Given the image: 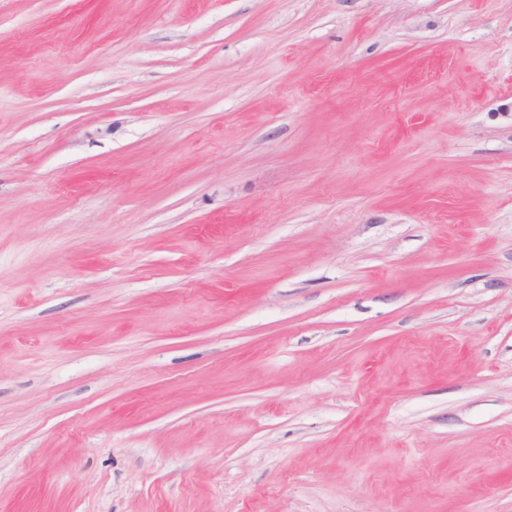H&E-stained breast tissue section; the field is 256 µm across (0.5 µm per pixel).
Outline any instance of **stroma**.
<instances>
[{
    "label": "stroma",
    "mask_w": 512,
    "mask_h": 512,
    "mask_svg": "<svg viewBox=\"0 0 512 512\" xmlns=\"http://www.w3.org/2000/svg\"><path fill=\"white\" fill-rule=\"evenodd\" d=\"M0 512H512V0H0Z\"/></svg>",
    "instance_id": "obj_1"
}]
</instances>
